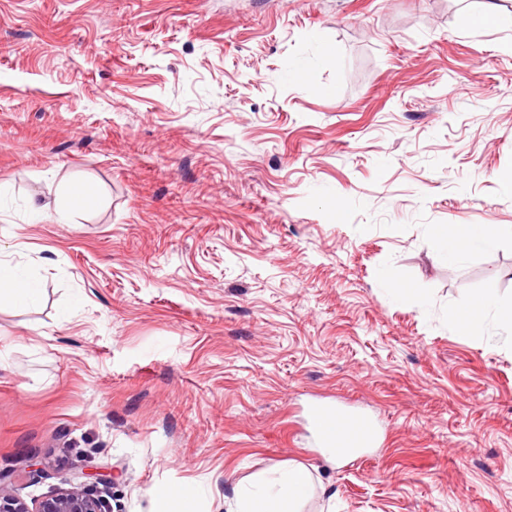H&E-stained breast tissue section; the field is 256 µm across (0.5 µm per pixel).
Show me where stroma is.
<instances>
[{"label":"stroma","mask_w":512,"mask_h":512,"mask_svg":"<svg viewBox=\"0 0 512 512\" xmlns=\"http://www.w3.org/2000/svg\"><path fill=\"white\" fill-rule=\"evenodd\" d=\"M512 0H0V482L82 471L226 512L272 465L301 512H512ZM74 179L70 223H30ZM443 224H497L447 261ZM381 442L333 461L307 402ZM38 457L40 469L28 465ZM95 199L96 192L91 184L80 181L67 184L63 190L61 204L54 210L56 220L60 223L68 221L72 213L89 207ZM44 292L39 278L17 264L0 259V305L6 303L27 309L36 306ZM495 303L485 295H476L468 302L457 307L453 316L455 320L468 330H478L482 325L483 314L491 309H495L499 317L500 324L505 328L509 339L512 342V306L494 307ZM152 496L158 503L176 506L178 512L196 511V493L190 487H159L152 490Z\"/></svg>","instance_id":"1"}]
</instances>
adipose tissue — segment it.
Listing matches in <instances>:
<instances>
[{
  "label": "adipose tissue",
  "instance_id": "ef3b65f1",
  "mask_svg": "<svg viewBox=\"0 0 512 512\" xmlns=\"http://www.w3.org/2000/svg\"><path fill=\"white\" fill-rule=\"evenodd\" d=\"M500 235L494 224H448L437 232L441 249L448 259H456L462 251L493 247ZM45 289L39 278L10 261L0 259V304L19 309L36 306ZM495 310L500 324L512 337V306L495 307L484 295L472 297L457 307L454 318L468 330L480 329L482 316ZM314 489L310 472L302 467H275L268 479L237 493L230 512H299L300 505Z\"/></svg>",
  "mask_w": 512,
  "mask_h": 512
}]
</instances>
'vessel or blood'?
Segmentation results:
<instances>
[{
    "label": "vessel or blood",
    "instance_id": "1",
    "mask_svg": "<svg viewBox=\"0 0 512 512\" xmlns=\"http://www.w3.org/2000/svg\"><path fill=\"white\" fill-rule=\"evenodd\" d=\"M308 413L319 442L336 457L357 454L374 439V427L363 415L322 404L310 405Z\"/></svg>",
    "mask_w": 512,
    "mask_h": 512
}]
</instances>
